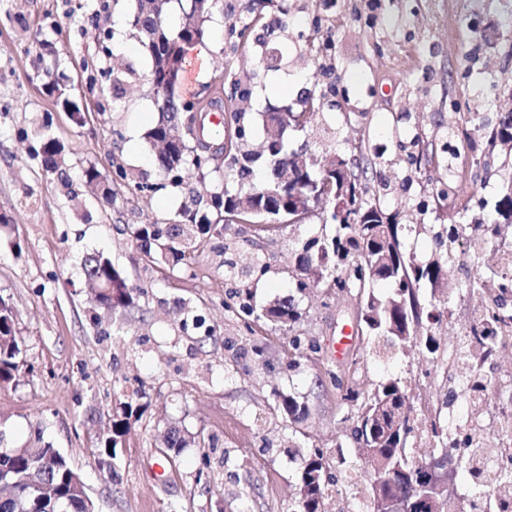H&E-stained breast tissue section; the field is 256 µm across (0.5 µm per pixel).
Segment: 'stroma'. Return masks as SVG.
<instances>
[{
  "label": "stroma",
  "instance_id": "stroma-1",
  "mask_svg": "<svg viewBox=\"0 0 512 512\" xmlns=\"http://www.w3.org/2000/svg\"><path fill=\"white\" fill-rule=\"evenodd\" d=\"M246 0H224L207 24V71L181 77L178 92H203L230 71L252 79V122L268 106L323 101L312 127L288 128L293 146L315 154L361 149L366 183L403 224L493 219L512 177V156L487 150L486 134L512 112V0H286L277 69L264 70L254 47L233 49ZM135 0H0V295L16 309L31 373L0 387V446L24 445L35 430L82 474L99 512H292L302 458L318 447L353 456L351 421L336 389L319 384L325 345L354 298L311 291L294 328L249 322L237 290L264 307L292 291L291 253L317 232L321 215L300 228L259 238L229 225L232 253L266 263L264 276L238 281L224 256L204 247L187 263L158 269L139 258L141 224H166L182 201L160 177L144 138L157 118L148 59L127 19ZM131 49L115 53L118 40ZM121 77L114 89L113 77ZM64 84L85 115L76 124L46 90ZM50 122L64 145L71 189L47 173L35 128ZM113 177L116 204L83 180L86 167ZM143 191L124 192L117 167ZM106 252L140 289L133 309L111 314L91 300L84 256ZM475 295L452 291L441 346L478 314ZM301 335L319 350L292 349ZM244 350H225L228 337ZM307 406L291 426L273 392ZM137 409L111 468L99 466V438L121 403ZM205 438L169 449L166 429ZM209 469L197 476L201 455Z\"/></svg>",
  "mask_w": 512,
  "mask_h": 512
}]
</instances>
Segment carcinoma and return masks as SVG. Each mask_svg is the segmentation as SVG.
Instances as JSON below:
<instances>
[{
    "label": "carcinoma",
    "instance_id": "1",
    "mask_svg": "<svg viewBox=\"0 0 512 512\" xmlns=\"http://www.w3.org/2000/svg\"><path fill=\"white\" fill-rule=\"evenodd\" d=\"M177 3L181 15L177 23L170 22V8ZM273 0H249L245 6L242 31L261 30L254 41L264 48L259 64L267 70L276 67L277 58L267 52L269 45L284 31L285 25L277 16L265 12ZM224 8L211 0H137L129 15L128 24L142 52L150 61L148 80L152 88L167 91L159 96L155 106L158 118L146 131L145 138L154 151V162L164 179L186 191L184 203L170 224H141L134 231L137 247L147 262L177 265L198 249L223 236L224 227L231 223L230 215L249 211L257 221L255 230L273 233L280 225L273 220L293 216L298 210L312 212L318 207L314 199L329 182L343 187L341 199L352 218L337 217L333 205L323 208L328 219L321 229L293 252L298 276L296 293L322 286L336 293L352 296L357 302L358 330L409 365H451L467 371V387L448 385L445 405L459 398L471 397L475 413L482 415L483 405L494 381L484 371L486 362L501 355L505 335L512 336V250L500 253L496 268L485 264L483 254L471 251L466 263L457 264L459 225H429L438 253L423 262L417 246L403 237L408 224H398L380 204L367 198L368 188L361 177L364 167L356 155H343L345 171L326 169L315 160L307 147H288L284 140L283 123L275 112L269 113L264 128V142L271 150L253 148L252 128L247 112L251 100L248 79L229 78L222 74L213 80L216 86L210 98L194 95L185 98L178 94L180 71L187 46L199 43L206 33L214 10ZM230 83V96L224 113V130L243 131L235 139L231 152L212 150V130L204 133L196 124L194 113L204 112L214 105L224 104L221 93ZM40 153L46 171L58 181L69 185L66 153L63 144L45 125L39 132ZM512 149V112L502 114L493 132V144ZM263 161L269 169L261 181L254 180V165ZM193 175L220 173L219 180L202 194L184 179L182 171ZM497 220L494 234L506 237L512 233V183L503 188L494 205ZM458 267L465 274L460 284L470 293H477L493 302L473 320L468 336L459 338L450 352L440 351L434 336V325L447 314L436 306L448 293L449 273ZM83 270L89 278L94 301L103 309L116 313L134 306L138 289L132 287L127 274L116 267L102 252L87 255ZM392 285L390 294L375 292V285ZM430 287L433 301L423 304L419 290ZM267 320L280 325L297 322L302 312L295 296L290 295L262 310ZM22 341L15 329V310L0 296V385L14 383L24 361ZM366 351L351 357L346 367L333 371L325 363V375L336 386V404L345 407L353 419L351 438L357 456L351 461L336 458L345 466V474L355 476L368 489L366 512H378L380 504L376 488V472L388 470L394 461L406 460L410 470L421 473L429 459L417 456L415 448L422 443L432 448L430 459L448 452L461 451V468L466 476H477L483 457L496 450L488 439L468 433L448 431L440 413L429 417L420 428L418 415L429 410L420 393V380L415 375L388 377L379 382L360 380L358 369ZM275 409L289 422L297 424L306 413V406L293 395L277 394ZM133 415L126 404L122 418L112 420L111 428L101 439L100 462L112 467L116 449L130 429ZM196 442L176 428L165 438L169 448H184ZM79 472L69 458L44 441L39 433L24 448H0V512H88L89 505L74 493ZM337 476L320 448L304 458L298 483V500L294 512H321L326 486ZM467 501L473 512L493 502H501L476 483L469 485Z\"/></svg>",
    "mask_w": 512,
    "mask_h": 512
}]
</instances>
